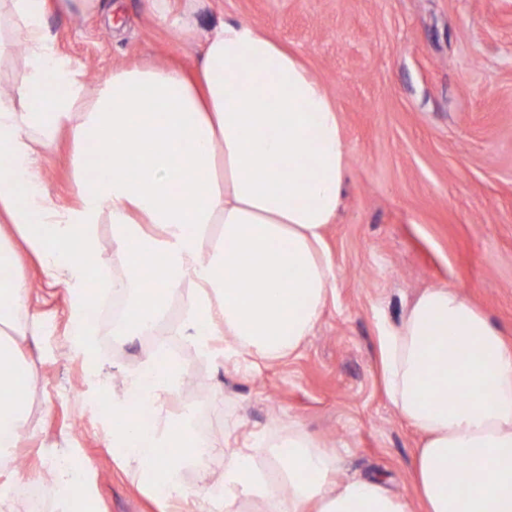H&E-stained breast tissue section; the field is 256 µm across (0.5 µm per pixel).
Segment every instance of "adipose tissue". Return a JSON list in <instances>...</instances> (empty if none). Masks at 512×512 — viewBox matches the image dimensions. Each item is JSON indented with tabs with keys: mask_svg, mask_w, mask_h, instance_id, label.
Segmentation results:
<instances>
[{
	"mask_svg": "<svg viewBox=\"0 0 512 512\" xmlns=\"http://www.w3.org/2000/svg\"><path fill=\"white\" fill-rule=\"evenodd\" d=\"M13 42L26 48V81L17 99L0 97V460L17 447L29 413L19 375L17 337L38 338L30 298L19 275L26 257L72 293L73 341L93 356L84 314L106 293L125 297L112 341L141 336L162 320L172 291L184 282L179 333L199 350L214 337L270 360L294 354L318 324L337 279L326 251L348 172L349 149L325 87L296 55L265 30L235 18L207 34L192 73L157 64L113 70L97 88L94 109L72 123L87 86L82 70L60 54L47 32L51 12H95L99 0H5ZM69 130L76 202L57 211L38 160ZM106 167L91 181L92 165ZM112 215V247L123 278L111 277L95 234ZM49 224L36 239L33 226ZM222 228L208 256L200 248L211 225ZM154 265H146L145 257ZM384 386L398 414L422 436L414 458L425 512H512V346L483 312L457 290L430 288L398 325L382 328ZM171 368L147 358L112 401V444L138 464L163 500H189L187 464L204 465V436L190 416L154 425L136 416L170 393ZM450 385L459 397L439 394ZM267 466L245 448L224 451L222 496L208 487L210 512L238 497L260 512H411L381 481H330L335 451L300 427L266 444ZM464 463L466 481L448 479Z\"/></svg>",
	"mask_w": 512,
	"mask_h": 512,
	"instance_id": "adipose-tissue-1",
	"label": "adipose tissue"
}]
</instances>
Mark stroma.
Returning a JSON list of instances; mask_svg holds the SVG:
<instances>
[{"label":"stroma","mask_w":512,"mask_h":512,"mask_svg":"<svg viewBox=\"0 0 512 512\" xmlns=\"http://www.w3.org/2000/svg\"><path fill=\"white\" fill-rule=\"evenodd\" d=\"M228 16L260 26L326 88L350 171L326 231L335 293L296 353L267 362L227 338L223 355L202 354L176 335L182 312L169 308L164 341L194 376L179 397L215 444L205 467L186 466L184 483L194 491L212 480L228 447L265 464V440L298 424L338 451V479L375 476L416 501L420 437L384 392L379 329L424 289L448 285L512 343V0H201L191 38L161 24L153 0H103L96 14L54 12L46 25L93 87L134 64L195 67L205 33ZM41 176L58 208L74 205L68 137ZM22 281L43 329L19 343L38 375L11 451L24 464L0 467V512H19L22 486L36 480L61 499L53 466L73 460L86 512H176L112 447V400L152 345H116L95 329L99 370L89 373L71 345L68 288L48 284L32 258Z\"/></svg>","instance_id":"stroma-1"}]
</instances>
